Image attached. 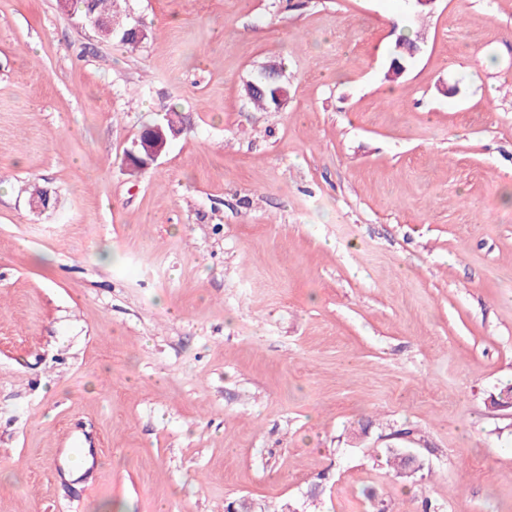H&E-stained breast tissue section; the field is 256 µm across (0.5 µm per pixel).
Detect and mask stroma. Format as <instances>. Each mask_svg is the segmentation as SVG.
<instances>
[{"label": "stroma", "mask_w": 512, "mask_h": 512, "mask_svg": "<svg viewBox=\"0 0 512 512\" xmlns=\"http://www.w3.org/2000/svg\"><path fill=\"white\" fill-rule=\"evenodd\" d=\"M114 11L0 0V512H512V0ZM91 1L86 2V13L83 17H81V21L84 23V18H91L93 21L94 26L99 29L102 26H108L110 29L113 28L112 26V19H105L100 16H110L113 13V7L115 0H92L91 6L94 10L95 15H93V12L89 9V4ZM254 82L261 86V91H251L249 99L260 109H278L279 100L277 88L283 86L278 82H266L259 76ZM165 130L161 125L147 127L132 143L133 148L126 151L125 158L129 164L141 168L133 167L135 170L149 168L167 151L169 141Z\"/></svg>", "instance_id": "1"}]
</instances>
